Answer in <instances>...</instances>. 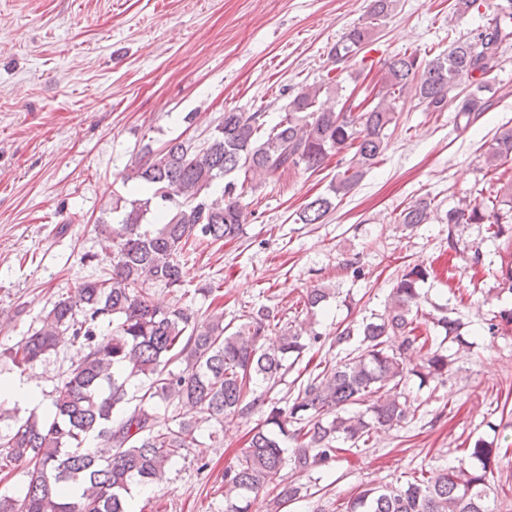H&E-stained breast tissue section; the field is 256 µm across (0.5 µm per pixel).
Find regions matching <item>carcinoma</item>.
I'll list each match as a JSON object with an SVG mask.
<instances>
[{"label": "carcinoma", "instance_id": "1", "mask_svg": "<svg viewBox=\"0 0 512 512\" xmlns=\"http://www.w3.org/2000/svg\"><path fill=\"white\" fill-rule=\"evenodd\" d=\"M393 2L373 0L367 21L344 33L330 49L331 58L359 53ZM511 24L512 13L489 31L454 40L446 54L430 60L416 53L394 56L385 64L373 106L359 103L354 112H336L318 103L323 88L314 86L290 100L286 115L268 129L260 112H226L200 149L175 139L144 151L123 180L146 185L147 196L113 197L112 212L121 219L100 224L112 256L110 271L55 302L41 316L40 328L0 354L24 370L56 350L62 336L85 349L42 413L21 417L15 410L11 423L0 429V473L7 476L23 465L29 474L21 496L0 495V512H132V486L163 481L191 448L214 447L215 433H203L202 424L243 418L265 406V418L236 464L224 469V512H250L251 496L284 467L310 474L336 461L341 446L358 449L382 430L414 422L402 387L412 377L421 386L443 378L451 364L445 343L463 342L461 318L444 307L433 313L421 308L420 284L431 275L427 267L404 270L382 313L338 326L334 344L344 356L309 373L297 396L285 403L271 393L288 372V361L320 343L318 333L303 322L282 325L268 307L250 312L235 329L216 309L200 328L192 308L157 307L145 285L181 288L186 270L178 254L189 239L217 242L241 234V194L229 181L213 196L215 181L242 173L244 180L259 183L280 170L315 171L330 155L351 150L330 194L312 198L297 214L302 224H320L333 209V198L349 193L385 153L398 96L409 91L434 112L453 102L467 115L484 111L483 82L463 97L455 90L461 79L488 72L512 38ZM509 162L512 127L501 130L484 155L491 172ZM502 205L512 211V180L485 202L463 199L449 209L451 248L458 245L454 230L465 224L486 225L491 241L511 239ZM153 209L161 219L148 229L143 221ZM432 212L431 201L423 199L406 207L400 221L413 229L428 223ZM497 280L499 292L512 294V253L501 261ZM329 298L328 289L312 288L298 310L310 319ZM511 324L512 308L502 309L485 319L484 330L495 336ZM105 327L111 334L103 339ZM257 387L262 392L256 396ZM161 404L183 405L186 412L160 428L153 409ZM497 458L493 443L479 437L457 462L402 484L367 487L343 512H497L488 483ZM310 496L306 484L282 481L267 512H284Z\"/></svg>", "mask_w": 512, "mask_h": 512}]
</instances>
